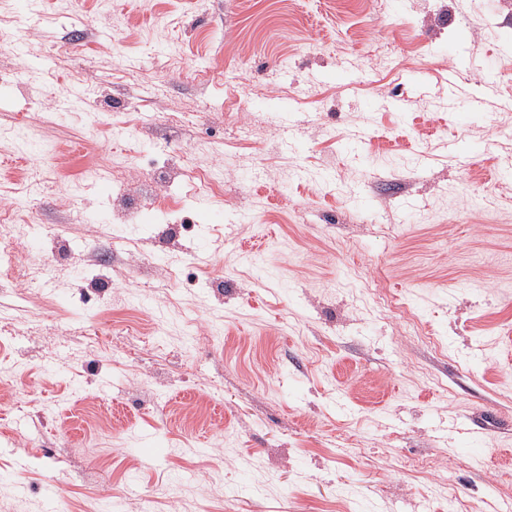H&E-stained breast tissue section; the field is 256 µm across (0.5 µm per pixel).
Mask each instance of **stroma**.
<instances>
[{"label":"stroma","instance_id":"1","mask_svg":"<svg viewBox=\"0 0 512 512\" xmlns=\"http://www.w3.org/2000/svg\"><path fill=\"white\" fill-rule=\"evenodd\" d=\"M0 34V224L64 251L0 270V512H170L174 477L182 512L512 505V112L446 83L512 99V0H0ZM448 91L453 95L464 99L471 112H483L486 111L488 104L493 103L495 107H500L501 110H510L512 104L509 101L496 99L497 92L490 83H485L483 89L474 93L471 92L459 84L458 74L454 69H448Z\"/></svg>","mask_w":512,"mask_h":512}]
</instances>
